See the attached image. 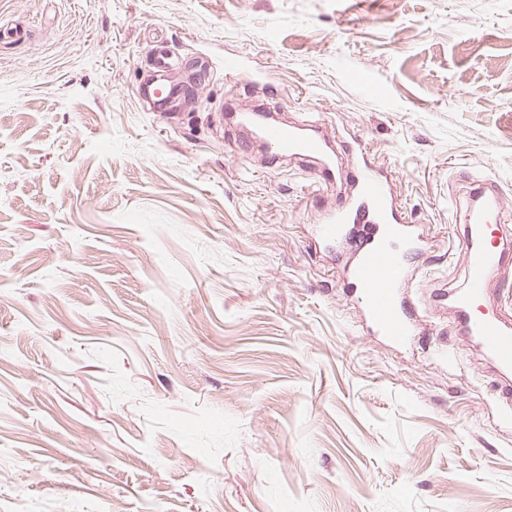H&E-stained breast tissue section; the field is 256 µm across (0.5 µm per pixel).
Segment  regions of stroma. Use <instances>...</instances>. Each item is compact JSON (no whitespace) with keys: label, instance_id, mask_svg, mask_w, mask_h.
<instances>
[{"label":"stroma","instance_id":"35a3bbf8","mask_svg":"<svg viewBox=\"0 0 512 512\" xmlns=\"http://www.w3.org/2000/svg\"><path fill=\"white\" fill-rule=\"evenodd\" d=\"M0 512H512L491 364L435 309L473 182L512 212V0H0ZM167 51L196 104L137 93ZM243 58L248 73L225 70ZM358 136L435 240L426 333H360L337 190L224 127Z\"/></svg>","mask_w":512,"mask_h":512}]
</instances>
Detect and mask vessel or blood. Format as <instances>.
I'll list each match as a JSON object with an SVG mask.
<instances>
[{
	"instance_id": "vessel-or-blood-1",
	"label": "vessel or blood",
	"mask_w": 512,
	"mask_h": 512,
	"mask_svg": "<svg viewBox=\"0 0 512 512\" xmlns=\"http://www.w3.org/2000/svg\"><path fill=\"white\" fill-rule=\"evenodd\" d=\"M168 65L166 55L153 60L155 75L138 87L155 111H166L180 91L160 86L156 75ZM251 118L262 127L259 146L269 165L284 159L311 161L318 184L331 185L345 178L349 190L334 208L321 212L315 221V244L328 249L349 243L350 258L344 267L346 283L364 300L362 326L367 334L385 337L393 345H407L418 333L422 308L408 288L421 273L419 261L426 248L419 225L409 223L392 188L391 171L375 165L366 148H359L348 168H339L330 142L318 128L270 118L261 105L237 106L231 118ZM479 193L491 194L487 209L466 210L456 238L463 259L465 286L453 293L451 313L456 328L473 338L500 372L498 400L512 409V307H488V274L512 267V251L488 245L489 226L500 224L505 211L497 199L499 187L486 180ZM359 224L362 234L348 240V225Z\"/></svg>"
}]
</instances>
